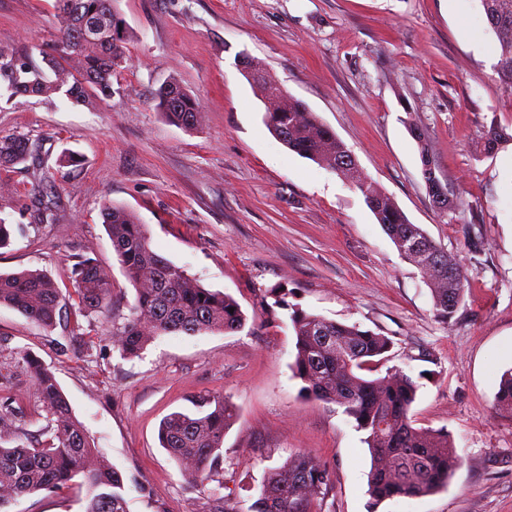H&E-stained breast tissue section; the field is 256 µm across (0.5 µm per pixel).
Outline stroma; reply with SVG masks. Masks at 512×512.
<instances>
[{
	"label": "stroma",
	"mask_w": 512,
	"mask_h": 512,
	"mask_svg": "<svg viewBox=\"0 0 512 512\" xmlns=\"http://www.w3.org/2000/svg\"><path fill=\"white\" fill-rule=\"evenodd\" d=\"M127 62L111 97L0 99V136L29 138L35 162L0 166V217L20 225L0 272L39 269L65 306L46 330L0 306V413L22 441L46 414L17 364L32 350L51 366L95 446L132 485L128 512H200L202 496L160 447L161 420L224 399L236 409L220 476L236 512H249L265 471L307 452L332 485L321 512H369L364 434L341 408L300 395L289 312L387 336L392 366L418 377L416 426L444 428L461 462L447 488L382 503L378 512H512V418L495 395L512 368V81L479 0H117ZM54 0H0V47L54 52ZM307 104L363 172L467 269L449 322L432 311L418 269L399 255L362 195L289 151L265 127L264 104L239 60ZM176 79L197 97L194 130L167 121L154 93ZM427 130L456 206L441 212L421 177L410 124ZM509 142L484 155L490 124ZM76 155L61 166L63 155ZM61 195L58 218L40 200ZM146 224L153 249L248 317L237 333L163 335L140 356L113 348L135 289L101 217L105 201ZM97 259L112 301L85 313L72 268ZM287 299L280 308L279 299ZM77 489L40 491L8 512H84Z\"/></svg>",
	"instance_id": "1"
}]
</instances>
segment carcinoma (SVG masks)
<instances>
[{"instance_id":"carcinoma-1","label":"carcinoma","mask_w":512,"mask_h":512,"mask_svg":"<svg viewBox=\"0 0 512 512\" xmlns=\"http://www.w3.org/2000/svg\"><path fill=\"white\" fill-rule=\"evenodd\" d=\"M498 41L499 70L512 79V0H480ZM115 0H57L62 19L60 52L75 57L78 74L62 66L42 49L0 47V93L8 98L63 94L74 104H87L91 95H112V74L127 61L126 35ZM245 73L264 101V123L290 151L342 176L359 191L366 206L405 261L423 269L434 315L448 322L457 312L468 271L459 257L445 251L418 224L411 223L394 198L370 181L356 158L328 126L301 100L270 79L257 62L246 61ZM157 106L174 125L198 128L203 112L197 99L177 80L155 92ZM411 134L421 158V175L438 208H451L448 183L430 154L426 131L415 125ZM508 139L492 126L484 150L495 153ZM35 159L28 140L0 137V166ZM104 224L123 272L136 291L128 320L112 330V346L126 358L141 353L164 334L242 331L247 318L230 295L200 285L185 268L158 254L146 225L130 209L112 202L102 206ZM80 303L100 312L111 301L110 273L95 259L84 257L74 267ZM0 305H7L30 321L51 329L63 308L59 288L39 270L0 273ZM293 377L306 398L335 404L364 432L370 454L368 494L372 507L396 497H420L448 485L460 457L444 430L414 426L411 414L419 384L401 368L371 376L372 366L387 358L391 341L356 325L330 321L294 310ZM32 380L34 397L49 415L51 437L30 447L5 443L18 439L12 422L0 415V510L16 498L38 491L86 489L85 512H127L123 475L91 446L84 426L75 417L54 371L31 351L20 356ZM499 413L512 417V369L502 376L495 396ZM226 400L198 415L173 412L159 427V441L178 463L186 481L203 494V512H235L224 501L218 478L220 448L236 420ZM331 485L328 470L315 457L299 453L270 469L250 512H313L326 499Z\"/></svg>"}]
</instances>
